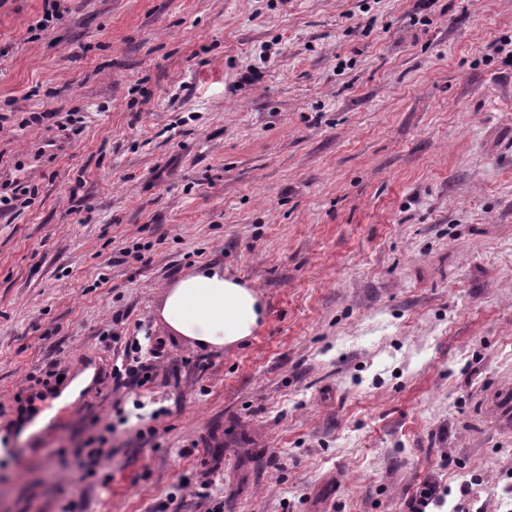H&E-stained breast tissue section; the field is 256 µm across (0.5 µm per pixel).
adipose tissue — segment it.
<instances>
[{
    "instance_id": "obj_1",
    "label": "adipose tissue",
    "mask_w": 512,
    "mask_h": 512,
    "mask_svg": "<svg viewBox=\"0 0 512 512\" xmlns=\"http://www.w3.org/2000/svg\"><path fill=\"white\" fill-rule=\"evenodd\" d=\"M160 316L173 332L203 349L237 345L264 317L258 290L211 268L179 280L164 294Z\"/></svg>"
}]
</instances>
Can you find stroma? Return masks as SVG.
<instances>
[{
  "label": "stroma",
  "mask_w": 512,
  "mask_h": 512,
  "mask_svg": "<svg viewBox=\"0 0 512 512\" xmlns=\"http://www.w3.org/2000/svg\"><path fill=\"white\" fill-rule=\"evenodd\" d=\"M64 4L0 0V512H507L512 0ZM205 267L260 291L245 344L162 322ZM128 356V351L124 352L123 358H116L115 363L112 365V379L117 387L125 386L127 387L129 382H136L137 385L142 387L147 383L150 379L146 377V374H149V371L153 369L152 363H148L147 365H143V362H139L141 364V368L145 370L143 375L141 376L138 373L137 369L129 363H126V357ZM130 380V381H129ZM440 499L439 486L435 483H424L416 495L412 497L408 504L409 512H426L430 504L436 503Z\"/></svg>",
  "instance_id": "stroma-1"
}]
</instances>
